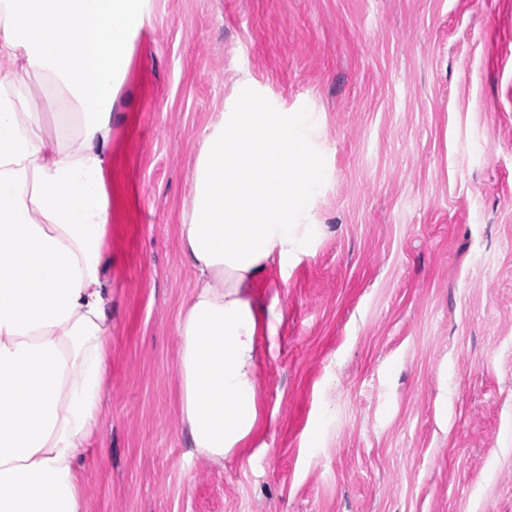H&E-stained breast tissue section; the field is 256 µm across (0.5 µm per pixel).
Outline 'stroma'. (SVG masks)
Instances as JSON below:
<instances>
[{"label":"stroma","instance_id":"obj_1","mask_svg":"<svg viewBox=\"0 0 512 512\" xmlns=\"http://www.w3.org/2000/svg\"><path fill=\"white\" fill-rule=\"evenodd\" d=\"M318 120L320 229L257 289L256 443L189 454L175 227L241 87ZM86 512H512V0H149L113 104Z\"/></svg>","mask_w":512,"mask_h":512}]
</instances>
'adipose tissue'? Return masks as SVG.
<instances>
[{
    "label": "adipose tissue",
    "instance_id": "1",
    "mask_svg": "<svg viewBox=\"0 0 512 512\" xmlns=\"http://www.w3.org/2000/svg\"><path fill=\"white\" fill-rule=\"evenodd\" d=\"M147 0H0V512H85L78 465L108 368L104 171L116 86ZM61 96L54 131L16 94ZM310 114L250 98L206 125L177 226L192 292L177 318L178 409L195 454L223 463L258 421L254 288L316 229L325 175Z\"/></svg>",
    "mask_w": 512,
    "mask_h": 512
}]
</instances>
